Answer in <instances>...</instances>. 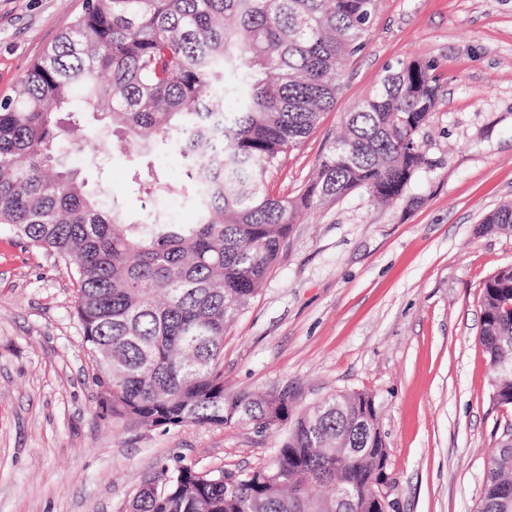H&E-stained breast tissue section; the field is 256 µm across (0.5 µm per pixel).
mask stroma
I'll use <instances>...</instances> for the list:
<instances>
[{
  "label": "stroma",
  "mask_w": 512,
  "mask_h": 512,
  "mask_svg": "<svg viewBox=\"0 0 512 512\" xmlns=\"http://www.w3.org/2000/svg\"><path fill=\"white\" fill-rule=\"evenodd\" d=\"M84 0H0V98L83 11ZM438 78L415 140L428 164L387 204L365 189L300 213L278 261L224 337V389L287 393L302 412L333 393L374 397L390 512H477L488 458L512 430L480 342L485 281L512 266V231L485 218L512 202V0H378L342 90L266 184L298 196L344 117L387 69ZM62 165L138 217L139 159L108 132ZM72 268L0 224V512H127L160 464L257 468L284 428L134 425L98 415L96 367L74 315Z\"/></svg>",
  "instance_id": "stroma-1"
}]
</instances>
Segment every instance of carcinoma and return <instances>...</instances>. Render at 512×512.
Instances as JSON below:
<instances>
[{"label": "carcinoma", "mask_w": 512, "mask_h": 512, "mask_svg": "<svg viewBox=\"0 0 512 512\" xmlns=\"http://www.w3.org/2000/svg\"><path fill=\"white\" fill-rule=\"evenodd\" d=\"M375 0H85L0 100V224L75 265V315L94 358L99 416L140 425L222 426L235 419L288 434L264 465L201 474L158 466L130 512H331L347 488L357 512L387 451L374 399L346 394L290 418L288 395L224 393V330L249 304L280 257L301 210L367 189L399 196L426 164L415 135L433 112L438 79L414 61L389 69L345 119L344 134L295 199L264 189L267 173L312 133L340 91L338 65L363 45ZM236 108L222 112L227 100ZM118 114L125 142L147 160L143 190L175 196L196 214L173 224L149 208L129 221L123 207L66 171V142L101 140L60 113ZM164 148L187 164L177 182L150 161ZM485 223L512 228V204ZM481 343L491 363L512 362V266L485 281ZM496 403L512 406V376H497ZM356 452L336 470V444ZM512 495V446L488 460L479 512H504Z\"/></svg>", "instance_id": "obj_1"}]
</instances>
